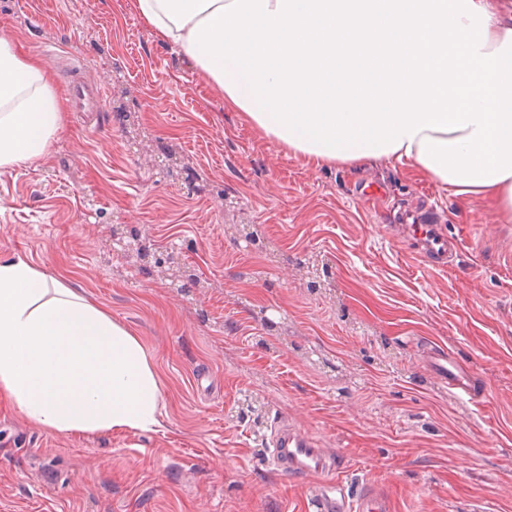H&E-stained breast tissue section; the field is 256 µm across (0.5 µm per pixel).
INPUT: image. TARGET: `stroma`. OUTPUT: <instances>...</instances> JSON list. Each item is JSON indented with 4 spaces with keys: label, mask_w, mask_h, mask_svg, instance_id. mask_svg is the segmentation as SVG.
I'll return each instance as SVG.
<instances>
[{
    "label": "stroma",
    "mask_w": 512,
    "mask_h": 512,
    "mask_svg": "<svg viewBox=\"0 0 512 512\" xmlns=\"http://www.w3.org/2000/svg\"><path fill=\"white\" fill-rule=\"evenodd\" d=\"M0 33L48 63L63 101L48 156L0 170V258L130 328L165 397L158 431L100 436L1 406L0 512H314L310 481L274 469L277 422L390 512H512V223L492 202L396 163L288 154L132 0H0ZM72 63L103 83L102 111H71ZM403 209L458 238L452 266L402 240ZM431 341L473 374L474 403L433 381Z\"/></svg>",
    "instance_id": "35a3bbf8"
}]
</instances>
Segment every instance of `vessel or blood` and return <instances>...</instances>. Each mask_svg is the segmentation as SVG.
<instances>
[{
  "mask_svg": "<svg viewBox=\"0 0 512 512\" xmlns=\"http://www.w3.org/2000/svg\"><path fill=\"white\" fill-rule=\"evenodd\" d=\"M70 78L74 110L99 111L103 86L86 77L78 64L71 65ZM409 232L416 242L422 243L424 256L432 259L447 257L451 238L441 225L413 224ZM425 363L450 396L464 404L474 401L475 388L470 375L446 348L432 346ZM269 449L272 462L283 475L299 481L319 478L315 494L318 512H390L387 500L372 487H364L359 495L350 496L344 479L336 475L330 456L318 448L308 434L284 424L274 425Z\"/></svg>",
  "mask_w": 512,
  "mask_h": 512,
  "instance_id": "b4317fda",
  "label": "vessel or blood"
}]
</instances>
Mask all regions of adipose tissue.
<instances>
[{
  "mask_svg": "<svg viewBox=\"0 0 512 512\" xmlns=\"http://www.w3.org/2000/svg\"><path fill=\"white\" fill-rule=\"evenodd\" d=\"M289 154L409 164L512 222V8L502 0H134ZM46 63L0 35V169L61 129ZM58 435L152 432L161 380L140 339L84 292L0 259V403Z\"/></svg>",
  "mask_w": 512,
  "mask_h": 512,
  "instance_id": "ef3b65f1",
  "label": "adipose tissue"
}]
</instances>
